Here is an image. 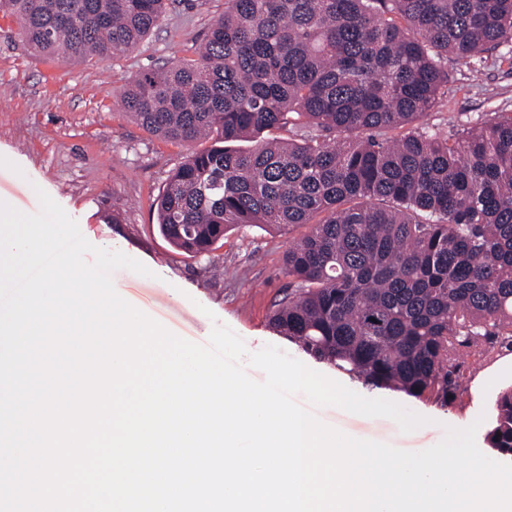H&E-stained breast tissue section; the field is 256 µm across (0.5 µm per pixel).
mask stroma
<instances>
[{"label": "stroma", "mask_w": 512, "mask_h": 512, "mask_svg": "<svg viewBox=\"0 0 512 512\" xmlns=\"http://www.w3.org/2000/svg\"><path fill=\"white\" fill-rule=\"evenodd\" d=\"M223 12L224 0H174L161 25L130 51L67 63L29 50L19 20L0 13V202L34 214L37 193L45 191L92 245L142 262L150 276L122 268L113 286L175 335L197 344L219 322L249 351L276 345L364 393L361 382L314 358L269 321L290 284L284 255L291 234L246 227L231 232L222 247L189 257L158 229L153 200L190 147L148 133L124 110L121 96L141 72L194 59L198 42ZM494 112L512 113V64L452 62L424 126L451 135ZM459 363L457 396L445 403L388 389L371 392L423 417L413 431L334 406L316 415L352 437L406 451L432 447L448 429L474 424L478 448L495 457L485 440L486 420L499 392L512 386V347L499 343L483 358L464 355Z\"/></svg>", "instance_id": "35a3bbf8"}]
</instances>
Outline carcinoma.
Instances as JSON below:
<instances>
[{
	"mask_svg": "<svg viewBox=\"0 0 512 512\" xmlns=\"http://www.w3.org/2000/svg\"><path fill=\"white\" fill-rule=\"evenodd\" d=\"M170 5L0 12L30 49L68 62L136 47ZM509 44L512 0H224L197 58L142 72L122 96L161 139L212 140L158 196L161 234L198 255L241 226L305 227L271 323L371 388L448 401L462 349L512 345V113L451 136L419 124L448 82L442 60L484 63ZM486 439L512 456V388Z\"/></svg>",
	"mask_w": 512,
	"mask_h": 512,
	"instance_id": "1",
	"label": "carcinoma"
}]
</instances>
